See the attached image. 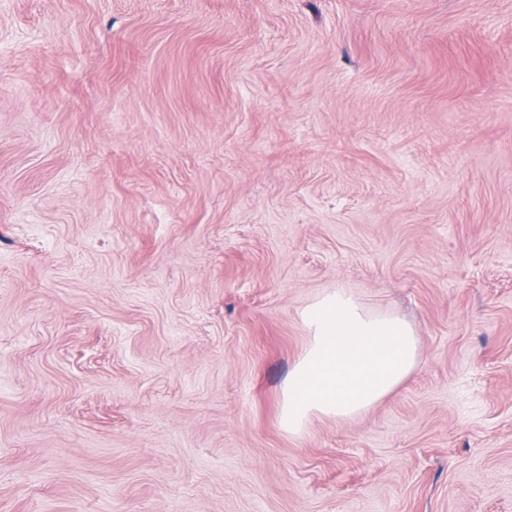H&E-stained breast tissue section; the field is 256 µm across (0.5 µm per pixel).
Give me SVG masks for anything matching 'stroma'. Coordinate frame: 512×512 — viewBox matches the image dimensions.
<instances>
[{
    "instance_id": "obj_1",
    "label": "stroma",
    "mask_w": 512,
    "mask_h": 512,
    "mask_svg": "<svg viewBox=\"0 0 512 512\" xmlns=\"http://www.w3.org/2000/svg\"><path fill=\"white\" fill-rule=\"evenodd\" d=\"M336 288L420 364L291 435ZM0 512H512V0H0Z\"/></svg>"
}]
</instances>
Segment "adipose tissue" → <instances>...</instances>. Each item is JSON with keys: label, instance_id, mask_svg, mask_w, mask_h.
Here are the masks:
<instances>
[{"label": "adipose tissue", "instance_id": "adipose-tissue-1", "mask_svg": "<svg viewBox=\"0 0 512 512\" xmlns=\"http://www.w3.org/2000/svg\"><path fill=\"white\" fill-rule=\"evenodd\" d=\"M308 343L284 388L282 420L302 433L313 417L348 420L395 392L419 366V340L403 318L375 312L344 289L300 313Z\"/></svg>", "mask_w": 512, "mask_h": 512}]
</instances>
